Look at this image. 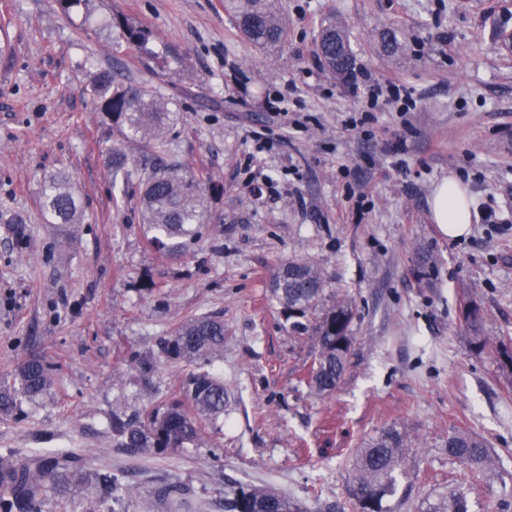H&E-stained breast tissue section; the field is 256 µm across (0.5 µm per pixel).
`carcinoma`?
Returning a JSON list of instances; mask_svg holds the SVG:
<instances>
[{
    "instance_id": "carcinoma-1",
    "label": "carcinoma",
    "mask_w": 512,
    "mask_h": 512,
    "mask_svg": "<svg viewBox=\"0 0 512 512\" xmlns=\"http://www.w3.org/2000/svg\"><path fill=\"white\" fill-rule=\"evenodd\" d=\"M224 10L235 26L262 53L278 51L287 38L282 0H224ZM118 46L144 48L149 31L120 19L111 25ZM318 54L336 78L351 75L354 56L345 29L334 23L322 27ZM87 92L112 126L118 142H137L147 149L145 165L151 173L142 194V223L153 232L151 243L171 258L181 256L185 241L197 237L204 223L213 186L206 172H187L161 160L163 134L172 127L176 113L151 79L123 71L99 68L90 75ZM113 175L125 171L126 157L116 147L107 150ZM41 205L52 224H80L83 208L71 179L63 174L44 182ZM273 299L288 323V332L311 338L317 356L307 373V385L318 394L334 391L341 381L350 352L353 302L327 293L321 270L304 259H290L277 267L272 279ZM167 355L195 364L178 394L164 409L147 412L134 424L112 419V430L126 448L177 449L204 440L205 426L224 417L227 393L224 380L208 369L211 360L224 354V319L215 314L191 316L179 323L163 345ZM53 384V366L32 357L12 379L0 380V417L13 414L19 397L36 398ZM448 455L472 468L485 469L492 462L486 441L465 431H455L445 442ZM402 434L387 427L365 443L354 456L350 491L352 512H393L391 500L400 480L408 474ZM77 475L76 459L67 454L34 455L18 459L0 454V512H40L42 492ZM469 489L458 485L441 497L431 512H469ZM224 512H303L293 499L268 488L240 487L224 499Z\"/></svg>"
}]
</instances>
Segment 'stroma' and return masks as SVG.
Segmentation results:
<instances>
[{"label": "stroma", "instance_id": "1", "mask_svg": "<svg viewBox=\"0 0 512 512\" xmlns=\"http://www.w3.org/2000/svg\"><path fill=\"white\" fill-rule=\"evenodd\" d=\"M283 4L286 45L264 55L224 0H91L69 14L57 0H0V212L27 219L0 223V379L30 356L57 367L49 390L0 418V449L82 464L41 512H88L105 472L123 484L108 512H224L241 485L342 512L353 454L391 425L411 473L396 512H427L459 479L470 512L512 503V367L474 346L481 335L512 348V0ZM118 14L150 30L147 50L113 42ZM329 18L348 30L356 73L410 93L408 116L387 104L349 124L360 100L317 54ZM117 58L175 99L165 162L219 188L177 259L141 222V146L123 145L124 176L105 161L112 128L88 75ZM60 173L79 189L83 223L42 213V185ZM450 176L473 198L459 239L429 206ZM294 257L355 307L349 366L328 395L303 383L316 350L289 334L272 298L274 267ZM471 304L484 314L477 334L464 323ZM209 314L224 318V355L210 364L227 392L221 431L189 448L121 447L113 416L169 401L191 367L162 345ZM456 429L489 441L493 470L449 457Z\"/></svg>", "mask_w": 512, "mask_h": 512}]
</instances>
